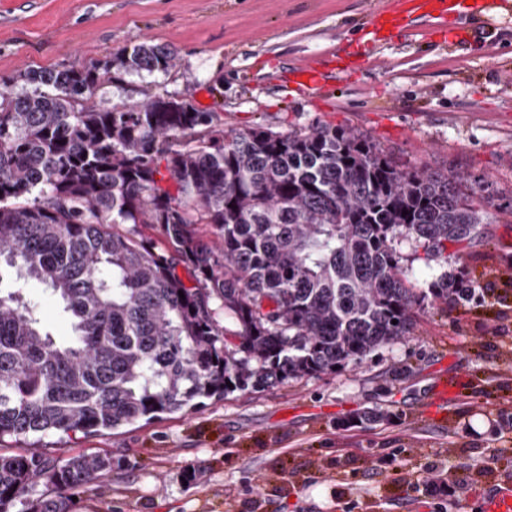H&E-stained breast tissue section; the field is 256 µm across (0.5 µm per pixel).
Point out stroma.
Segmentation results:
<instances>
[{"label": "stroma", "mask_w": 512, "mask_h": 512, "mask_svg": "<svg viewBox=\"0 0 512 512\" xmlns=\"http://www.w3.org/2000/svg\"><path fill=\"white\" fill-rule=\"evenodd\" d=\"M381 0H0V88L28 67L90 65L144 40L169 45L165 73L119 74L99 105L158 94L221 114L228 129L331 125L369 137L405 172L479 179L484 222L465 249L429 259L403 241L410 284L465 269L478 298L416 309L410 336L338 373L203 400L94 436L0 438V454L117 466L78 490L72 512H478L512 479V10L451 15L375 39ZM455 28L463 37L445 42ZM319 61L324 89L299 86ZM24 291L61 341L69 319L37 281ZM460 393L429 407L443 377ZM454 492L417 497L432 474Z\"/></svg>", "instance_id": "stroma-1"}]
</instances>
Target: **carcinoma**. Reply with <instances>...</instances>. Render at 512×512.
Returning <instances> with one entry per match:
<instances>
[{
	"mask_svg": "<svg viewBox=\"0 0 512 512\" xmlns=\"http://www.w3.org/2000/svg\"><path fill=\"white\" fill-rule=\"evenodd\" d=\"M175 58L143 41L0 92V283H42L73 332L56 340L23 288L0 287V437L96 435L338 372L409 334L425 302L475 296L463 270L409 287L398 244L437 257L468 243L480 185L401 171L336 127L226 131L168 95L90 103L112 69ZM112 466L0 454V512H70Z\"/></svg>",
	"mask_w": 512,
	"mask_h": 512,
	"instance_id": "1",
	"label": "carcinoma"
}]
</instances>
